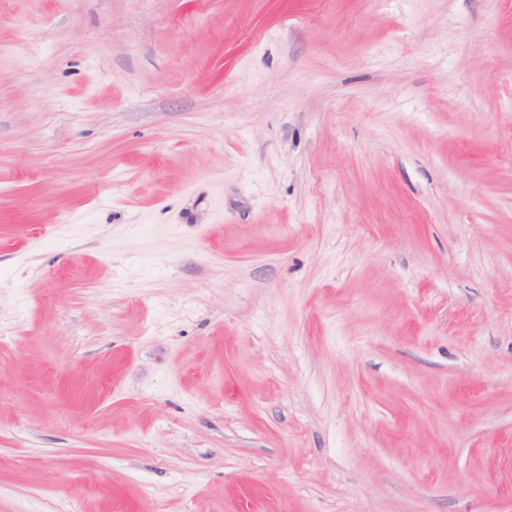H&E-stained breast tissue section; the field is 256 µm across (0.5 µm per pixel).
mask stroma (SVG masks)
<instances>
[{
	"label": "stroma",
	"instance_id": "1",
	"mask_svg": "<svg viewBox=\"0 0 512 512\" xmlns=\"http://www.w3.org/2000/svg\"><path fill=\"white\" fill-rule=\"evenodd\" d=\"M0 512H512V0H0Z\"/></svg>",
	"mask_w": 512,
	"mask_h": 512
}]
</instances>
